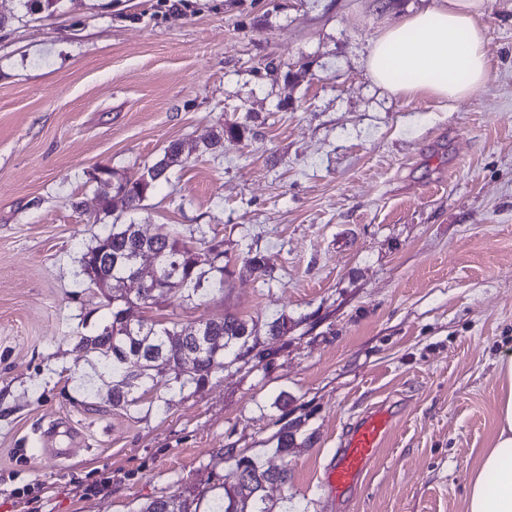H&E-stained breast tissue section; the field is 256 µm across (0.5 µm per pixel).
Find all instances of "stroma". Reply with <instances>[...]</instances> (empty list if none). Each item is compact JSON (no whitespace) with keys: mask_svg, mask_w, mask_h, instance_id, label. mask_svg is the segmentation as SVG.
<instances>
[{"mask_svg":"<svg viewBox=\"0 0 512 512\" xmlns=\"http://www.w3.org/2000/svg\"><path fill=\"white\" fill-rule=\"evenodd\" d=\"M434 0H59L0 27V512H142L194 495L208 512L245 455L287 464L274 512H465L496 433L512 355V0H486L491 77L448 103L394 94L374 40ZM242 141L202 154L213 127ZM190 153L122 222L224 243V291L150 319L282 336L166 405L112 407L79 358L111 318L79 258L103 229L96 175ZM261 255L265 271L241 266ZM159 396V397H160ZM386 441L337 502L324 468L367 411ZM293 446L276 456L277 436ZM234 457H225V449Z\"/></svg>","mask_w":512,"mask_h":512,"instance_id":"1","label":"stroma"}]
</instances>
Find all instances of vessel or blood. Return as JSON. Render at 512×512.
Instances as JSON below:
<instances>
[{"label": "vessel or blood", "instance_id": "1", "mask_svg": "<svg viewBox=\"0 0 512 512\" xmlns=\"http://www.w3.org/2000/svg\"><path fill=\"white\" fill-rule=\"evenodd\" d=\"M390 418L376 410L368 414L347 434L327 468V482L336 497L355 489L382 447Z\"/></svg>", "mask_w": 512, "mask_h": 512}]
</instances>
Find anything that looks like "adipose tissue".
Wrapping results in <instances>:
<instances>
[{"label":"adipose tissue","instance_id":"ef3b65f1","mask_svg":"<svg viewBox=\"0 0 512 512\" xmlns=\"http://www.w3.org/2000/svg\"><path fill=\"white\" fill-rule=\"evenodd\" d=\"M484 0H439L438 4L383 31L368 62L373 80L401 95L447 101L480 90L490 75L481 22ZM504 393L498 433L474 470L466 512H512V358L499 366Z\"/></svg>","mask_w":512,"mask_h":512}]
</instances>
